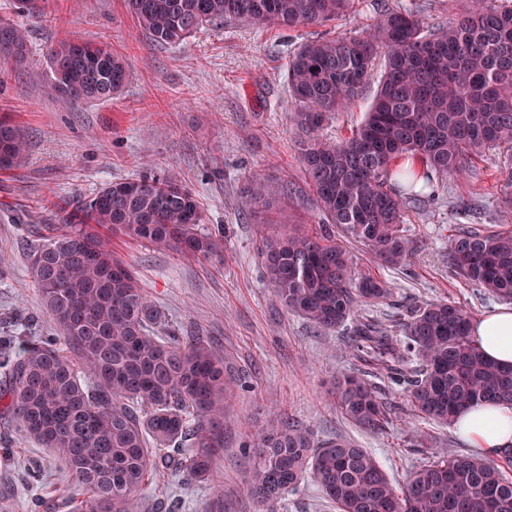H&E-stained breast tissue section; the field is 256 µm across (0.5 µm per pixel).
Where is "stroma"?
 <instances>
[{"label": "stroma", "instance_id": "1", "mask_svg": "<svg viewBox=\"0 0 512 512\" xmlns=\"http://www.w3.org/2000/svg\"><path fill=\"white\" fill-rule=\"evenodd\" d=\"M422 10L430 26L450 22L468 0H359L355 12L324 27L278 30L231 22L205 28L182 43L150 41L124 0H38L42 18L17 13L0 0V19L27 28L30 63L0 73V114L23 134L27 150L0 169V323L32 317L36 333L56 327L34 287L28 255L40 228L61 209L95 195L105 184L146 170L165 171L192 190L204 225L224 234V253L209 260L110 235L118 257L170 324L215 338L231 378L224 403V447L213 461L215 482L198 483L159 468L143 497L149 506L177 504L178 512H261L250 496L253 466L243 443L279 412L311 428L317 439L340 436L371 450L394 484L433 456L476 455L452 426L413 410L386 369L357 351L345 330L323 331L288 310L264 276L257 253L263 235L282 224L319 222L314 193L300 161L301 131L291 122L284 82L288 60L303 42L359 34L381 2ZM110 46L126 59L122 92L103 104L71 108L48 87L46 54L63 37ZM479 178L449 177L429 199L405 213L402 230L415 252L406 264L378 266L364 246L342 244L359 272L392 290L389 300L362 305V315L396 329L407 310L447 300L479 317L500 301L468 283L448 263L452 238L467 228L495 231L506 223L500 199L512 179V156H474ZM260 173L271 194L291 188L295 202L265 219L245 210L240 189ZM360 372L392 403L380 433L344 418L330 393L342 372ZM12 453L0 458V505L9 512H70L84 497L71 487L52 453L13 430L0 431Z\"/></svg>", "mask_w": 512, "mask_h": 512}]
</instances>
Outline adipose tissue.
Returning a JSON list of instances; mask_svg holds the SVG:
<instances>
[{
	"instance_id": "obj_1",
	"label": "adipose tissue",
	"mask_w": 512,
	"mask_h": 512,
	"mask_svg": "<svg viewBox=\"0 0 512 512\" xmlns=\"http://www.w3.org/2000/svg\"><path fill=\"white\" fill-rule=\"evenodd\" d=\"M471 329L489 359L512 366V306L498 307L476 319ZM455 428L473 447L495 453L512 444V407L490 402L475 404L459 414Z\"/></svg>"
}]
</instances>
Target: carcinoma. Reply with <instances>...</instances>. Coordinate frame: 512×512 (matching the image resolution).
I'll list each match as a JSON object with an SVG mask.
<instances>
[{"label": "carcinoma", "mask_w": 512, "mask_h": 512, "mask_svg": "<svg viewBox=\"0 0 512 512\" xmlns=\"http://www.w3.org/2000/svg\"><path fill=\"white\" fill-rule=\"evenodd\" d=\"M358 0H126L152 41L176 45L198 30L239 20L262 28L324 26ZM377 94L351 135L330 141L323 124L362 97L377 58ZM27 29L0 20V68L25 67ZM51 88L66 102L112 100L129 77L105 45L63 38L49 49ZM300 154L323 223L266 235L258 249L283 304L321 330L350 327L425 418L451 425L479 402L512 406V368L485 357L472 317L443 301L414 308L399 334L358 317L364 302L391 296L384 281L356 271L336 232L361 242L382 267L413 253L402 218L416 189L466 171L471 153L512 149V0H468L446 26L418 11L380 7L357 35L301 44L284 74ZM17 128L0 119V169L24 154ZM247 210L272 205L263 178L240 192ZM196 258L218 256L222 235L201 227L195 195L165 173L115 180L58 223L43 225L29 254L33 281L59 335H0V420L50 449L70 485L88 491L72 512H143L140 494L164 464L213 481L224 422V355L184 336L144 295L92 225ZM448 263L464 280L512 301V228L461 231ZM336 403L358 427L383 431L387 402L359 374L336 377ZM251 494L276 512L310 477L336 512H512V480L491 459L437 457L399 487L373 453L344 439L319 441L306 426L276 419L247 436Z\"/></svg>", "instance_id": "carcinoma-1"}]
</instances>
